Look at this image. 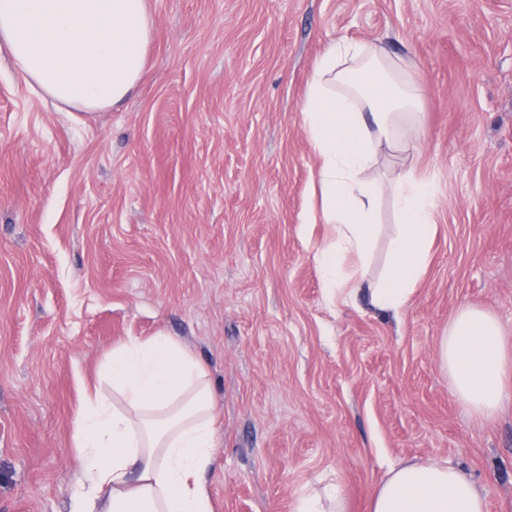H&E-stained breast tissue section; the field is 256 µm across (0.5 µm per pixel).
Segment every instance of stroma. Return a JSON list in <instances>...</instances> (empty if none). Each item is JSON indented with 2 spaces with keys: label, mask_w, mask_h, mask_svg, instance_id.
Segmentation results:
<instances>
[{
  "label": "stroma",
  "mask_w": 512,
  "mask_h": 512,
  "mask_svg": "<svg viewBox=\"0 0 512 512\" xmlns=\"http://www.w3.org/2000/svg\"><path fill=\"white\" fill-rule=\"evenodd\" d=\"M148 66L119 107L35 93L0 55V512H70L82 383L131 336L178 337L216 394L214 512H293L341 488L368 512L397 464L436 459L512 512V404L480 423L439 340L457 310L512 340V0H149ZM341 38L384 44L423 91L440 187L399 314L331 302L308 212L302 108Z\"/></svg>",
  "instance_id": "stroma-1"
}]
</instances>
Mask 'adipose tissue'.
Instances as JSON below:
<instances>
[{
  "mask_svg": "<svg viewBox=\"0 0 512 512\" xmlns=\"http://www.w3.org/2000/svg\"><path fill=\"white\" fill-rule=\"evenodd\" d=\"M154 28L148 0H0V45L12 66L48 97L95 112L122 103L147 67ZM385 47L330 42L314 65L302 109L319 158L323 223L332 235L315 254L328 288L368 287L372 305L400 313L422 278L436 234L437 187L409 168L372 178L379 155L415 151L421 93L400 77ZM396 213L385 274L365 280L379 201ZM453 397L478 421L512 398V357L489 311L459 309L439 345ZM111 392H104L102 379ZM219 415L206 366L178 339L131 337L105 354L75 413L78 460L71 512H213L204 481L216 464ZM369 512H487L474 482L436 461L392 467Z\"/></svg>",
  "mask_w": 512,
  "mask_h": 512,
  "instance_id": "adipose-tissue-1",
  "label": "adipose tissue"
}]
</instances>
